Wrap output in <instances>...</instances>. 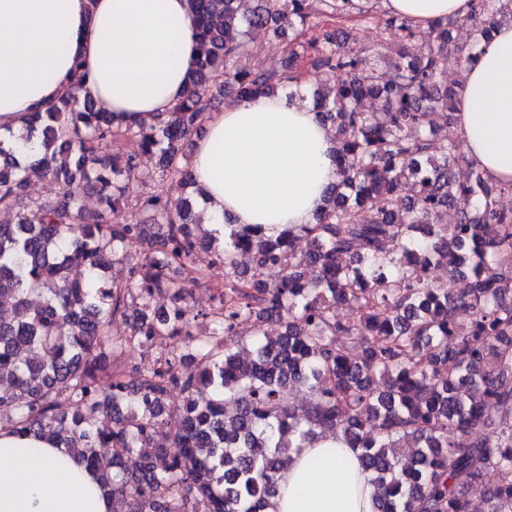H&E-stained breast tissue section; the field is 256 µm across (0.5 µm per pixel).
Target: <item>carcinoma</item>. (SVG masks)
I'll return each instance as SVG.
<instances>
[{
  "mask_svg": "<svg viewBox=\"0 0 512 512\" xmlns=\"http://www.w3.org/2000/svg\"><path fill=\"white\" fill-rule=\"evenodd\" d=\"M202 56L186 96L156 124L119 123L79 103L75 84L46 111L22 117V132L0 135V297L17 312L0 315V433L33 436L74 451L93 472L111 512H263L291 453L333 437L361 450L372 473L373 512H471L469 489L496 473L486 512H512V184L491 181L453 140L427 130L430 110L455 120L447 83L455 23H477L485 37L512 0H470L463 18L426 31L387 18L420 51L387 56L338 39L308 42L317 112L337 128L342 179L316 223L277 236L261 224L224 225V243L202 239L192 201L149 191L134 207L166 227L149 253L147 224L128 223L119 201L134 183L191 174L193 136L214 100L301 87L299 58L281 72L241 70L256 37L283 40L338 21L380 14L381 0H189ZM372 101L367 109L364 101ZM134 135L140 153L103 150ZM36 143V154L24 151ZM55 182L50 199L24 201L32 178ZM102 209L89 213L83 195ZM456 207L455 222L442 215ZM243 254L270 270L254 280ZM448 264L469 279L452 296L432 280ZM224 291L208 311L187 298L213 265ZM184 277L171 276L173 267ZM171 295L169 309L137 300ZM362 312L337 317L338 305ZM471 322L462 327L458 312ZM131 333L113 336L116 316ZM207 322L196 336L192 326ZM257 327L248 359L233 350L243 322ZM279 325L270 336L262 327ZM158 336L172 350L129 373L113 365L129 347ZM198 361L200 371H187ZM300 385L306 406L288 392ZM179 389V407H167ZM120 446L133 466L111 454ZM179 452L172 454L169 449Z\"/></svg>",
  "mask_w": 512,
  "mask_h": 512,
  "instance_id": "cac0c4a2",
  "label": "carcinoma"
}]
</instances>
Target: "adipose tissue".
<instances>
[{
  "mask_svg": "<svg viewBox=\"0 0 512 512\" xmlns=\"http://www.w3.org/2000/svg\"><path fill=\"white\" fill-rule=\"evenodd\" d=\"M387 13L427 30L461 18L468 0H384ZM465 67L454 130L493 181L512 183V22L479 42ZM199 50L188 0H0V132L52 106L82 71L79 98L114 117L152 123L186 95ZM336 133L299 97L258 95L210 113L195 138L192 173L205 223L311 224L339 175ZM371 475L355 448L325 440L277 475L268 512H372ZM0 512H110L65 448L0 436Z\"/></svg>",
  "mask_w": 512,
  "mask_h": 512,
  "instance_id": "ef3b65f1",
  "label": "adipose tissue"
}]
</instances>
